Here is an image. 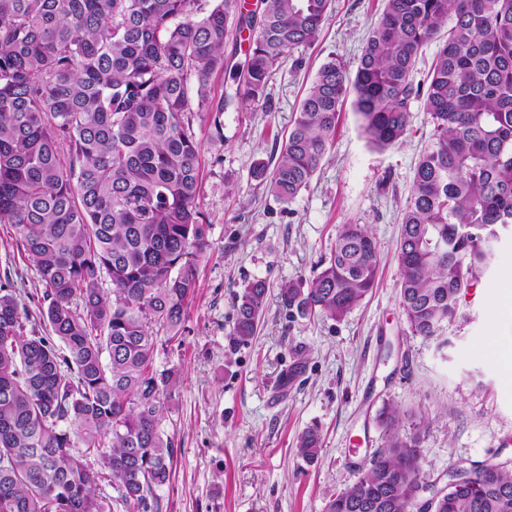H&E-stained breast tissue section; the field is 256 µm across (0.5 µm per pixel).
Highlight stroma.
I'll return each instance as SVG.
<instances>
[{"label": "stroma", "instance_id": "1", "mask_svg": "<svg viewBox=\"0 0 512 512\" xmlns=\"http://www.w3.org/2000/svg\"><path fill=\"white\" fill-rule=\"evenodd\" d=\"M382 10L383 0H334L316 44L282 58L269 107L225 114L223 142L212 141L205 113L192 116L210 246L181 341L160 358L183 379L163 419L175 454L161 512H325L380 445L375 416L386 405L400 410L404 428L422 425L426 482L444 486L458 463L512 459V373L487 353L512 345V316L491 304L512 269V232L494 243L444 340L411 335L401 315L396 242L432 132L420 105L405 140L380 151L344 104L330 153L290 204L250 176L279 151L319 66L331 56L356 66ZM348 222L366 225L381 247L372 293L340 321L289 315L281 288L309 285ZM7 266L18 300L37 312L40 277L11 225L0 224V269ZM254 279L268 283L266 313L252 343L233 351L235 296ZM299 362L302 373L282 385ZM313 424L323 446L309 463L295 442Z\"/></svg>", "mask_w": 512, "mask_h": 512}]
</instances>
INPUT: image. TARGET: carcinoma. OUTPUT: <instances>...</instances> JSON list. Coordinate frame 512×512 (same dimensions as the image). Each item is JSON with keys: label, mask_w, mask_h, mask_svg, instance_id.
<instances>
[{"label": "carcinoma", "mask_w": 512, "mask_h": 512, "mask_svg": "<svg viewBox=\"0 0 512 512\" xmlns=\"http://www.w3.org/2000/svg\"><path fill=\"white\" fill-rule=\"evenodd\" d=\"M0 0V223L14 226L47 301L45 336L10 278L0 281V512H159L174 444L162 427L181 375L160 365L184 323L209 249L199 145L189 114L224 140V113L268 104L284 54L313 45L331 0ZM453 24H448V17ZM424 83L416 61L443 28ZM216 73L234 89L214 98ZM353 108L384 150L423 102L431 141L402 212L400 305L416 336L443 335L486 269L488 243L512 225V0H384L354 75L320 66L272 164L253 177L281 203L307 187L340 112ZM378 247L345 224L309 288H281L300 315L343 319L372 292ZM112 281V295L100 288ZM263 280L237 295L232 350L266 312ZM386 438L326 512H512V462L422 504V434L400 411L378 414ZM316 425L296 439L312 461ZM84 447L76 455L72 449Z\"/></svg>", "instance_id": "obj_1"}]
</instances>
